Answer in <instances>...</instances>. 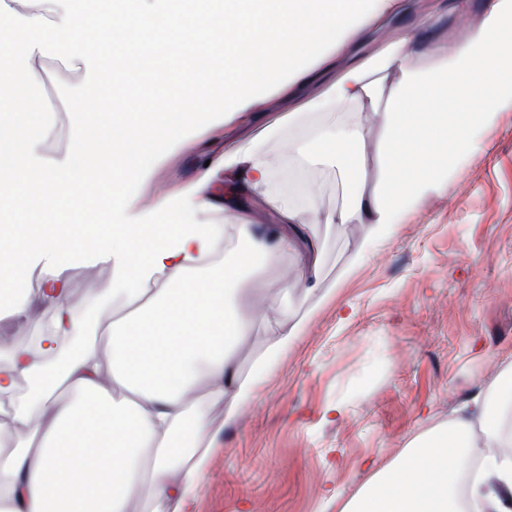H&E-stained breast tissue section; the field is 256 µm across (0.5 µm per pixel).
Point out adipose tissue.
Instances as JSON below:
<instances>
[{"mask_svg":"<svg viewBox=\"0 0 512 512\" xmlns=\"http://www.w3.org/2000/svg\"><path fill=\"white\" fill-rule=\"evenodd\" d=\"M61 2L0 0L20 44L0 52V125H21L20 134L0 138V216L16 218L0 223V298L25 279L33 256L55 260L40 292L55 308L51 326L37 331L35 347L0 353V391L20 376L30 383L0 404V434L12 437L0 450V512H131L145 486L153 512H178L209 449L222 445L201 402L227 404L229 424L254 388L238 379L237 344L265 313L234 310L237 280L291 252L300 260L288 280L307 287L318 250L312 225L339 224L372 240L423 195L450 184L476 132L512 109V49L498 41L512 31V0H491L462 37L436 35L443 12L415 17L371 53L362 43L406 13L408 0H224L190 21L173 0H129L125 11L113 0H83L78 15ZM105 28L110 53L98 42ZM139 28L183 37L176 51L127 56ZM218 48L227 51L219 92L205 79ZM52 59L75 63L101 87L136 69L166 99L149 110L135 102L118 108L107 97L72 100L71 112L109 117L93 165L38 154L50 106L31 91L42 87ZM186 62L198 78L182 85L176 76ZM490 72L506 76L492 90L484 81ZM270 84L280 88L283 114H269L259 98V87ZM324 109L335 112V125L289 141L288 153L335 172L348 200L330 211L298 208L272 188L280 160L266 144ZM199 110L242 113L245 126L260 130L201 166L176 199H157V221L98 223L90 201L124 197L140 155L178 141ZM222 186L253 200L231 203L239 243L229 257L216 225L168 219L178 203L192 212L214 209ZM257 207L275 232L254 223ZM76 250L122 267L111 291L127 311L105 327L106 348L87 345L52 366L45 359L59 338L78 332L64 275V259ZM340 512H512V360L448 421L411 438Z\"/></svg>","mask_w":512,"mask_h":512,"instance_id":"adipose-tissue-1","label":"adipose tissue"}]
</instances>
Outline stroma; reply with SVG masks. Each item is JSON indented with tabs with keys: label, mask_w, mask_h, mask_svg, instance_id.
<instances>
[{
	"label": "stroma",
	"mask_w": 512,
	"mask_h": 512,
	"mask_svg": "<svg viewBox=\"0 0 512 512\" xmlns=\"http://www.w3.org/2000/svg\"><path fill=\"white\" fill-rule=\"evenodd\" d=\"M43 93L55 104L52 126L65 132L48 153L61 158L76 130L90 135L97 127L95 115L76 120L69 101L96 90L51 60ZM248 135L236 120L195 113L183 144L149 159L128 191L149 212L156 198L195 178L201 156H219L225 138ZM294 137L287 131L267 144L284 158L274 188L299 208L342 206L332 172L289 156ZM313 231L320 244L313 289L267 290L294 266L292 253L241 281V307L259 299L268 317L239 345L242 377H251L280 316L304 320L305 329L256 383L234 424H225L223 407L211 409L224 444L211 450L185 512H339L425 419H448L512 359V110L483 132L455 181L427 195L382 241L336 224ZM66 264L67 301L82 334L60 340V358L81 344L105 347L98 328L124 308L104 293L119 273L112 261L80 252ZM21 299L27 311L0 305L1 348L52 318L38 289H24Z\"/></svg>",
	"instance_id": "obj_1"
}]
</instances>
